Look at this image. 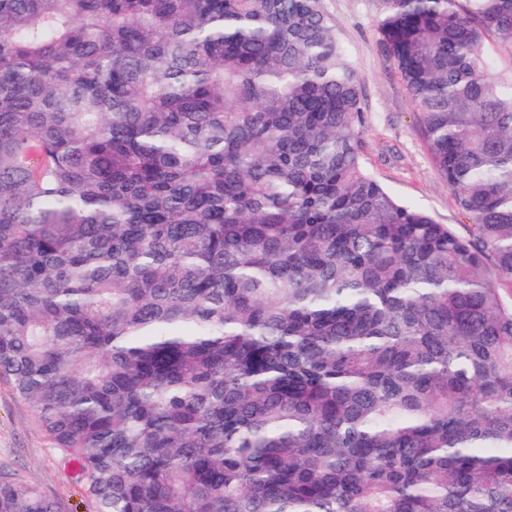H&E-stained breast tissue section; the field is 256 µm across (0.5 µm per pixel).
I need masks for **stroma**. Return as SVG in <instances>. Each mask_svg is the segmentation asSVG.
Instances as JSON below:
<instances>
[{"instance_id": "35a3bbf8", "label": "stroma", "mask_w": 512, "mask_h": 512, "mask_svg": "<svg viewBox=\"0 0 512 512\" xmlns=\"http://www.w3.org/2000/svg\"><path fill=\"white\" fill-rule=\"evenodd\" d=\"M357 70L364 112L365 168L400 200L426 209L458 232L469 223L442 181L415 109L377 30L381 0H323ZM0 472L13 473L64 503L67 512L95 507L74 467L56 454L27 401L0 379Z\"/></svg>"}]
</instances>
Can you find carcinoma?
I'll use <instances>...</instances> for the list:
<instances>
[{
    "label": "carcinoma",
    "mask_w": 512,
    "mask_h": 512,
    "mask_svg": "<svg viewBox=\"0 0 512 512\" xmlns=\"http://www.w3.org/2000/svg\"><path fill=\"white\" fill-rule=\"evenodd\" d=\"M382 3L468 237L322 0H0V378L97 512H512V0ZM357 70L364 112L365 168L400 200L466 235L469 220L442 181L414 106L377 30L381 0H323Z\"/></svg>",
    "instance_id": "cac0c4a2"
}]
</instances>
